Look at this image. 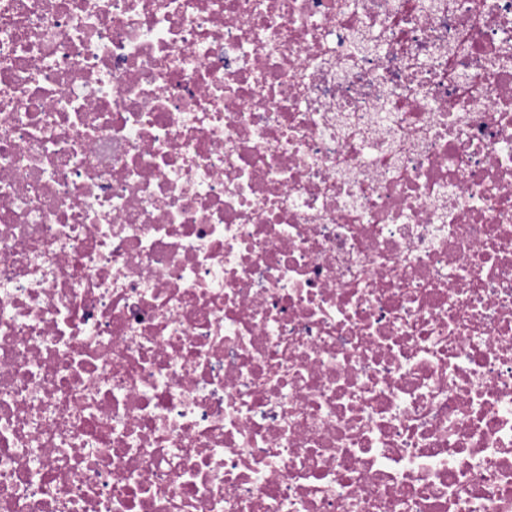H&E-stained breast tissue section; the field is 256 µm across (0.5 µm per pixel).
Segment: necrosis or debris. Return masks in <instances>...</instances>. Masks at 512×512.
<instances>
[{"label": "necrosis or debris", "instance_id": "1", "mask_svg": "<svg viewBox=\"0 0 512 512\" xmlns=\"http://www.w3.org/2000/svg\"><path fill=\"white\" fill-rule=\"evenodd\" d=\"M0 512H512V0H0Z\"/></svg>", "mask_w": 512, "mask_h": 512}]
</instances>
